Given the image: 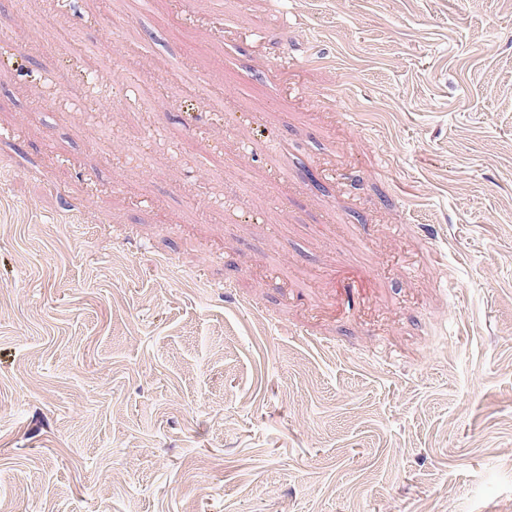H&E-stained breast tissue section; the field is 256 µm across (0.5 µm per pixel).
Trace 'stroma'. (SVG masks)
Here are the masks:
<instances>
[{
    "mask_svg": "<svg viewBox=\"0 0 512 512\" xmlns=\"http://www.w3.org/2000/svg\"><path fill=\"white\" fill-rule=\"evenodd\" d=\"M193 10L0 0V512H512V0Z\"/></svg>",
    "mask_w": 512,
    "mask_h": 512,
    "instance_id": "1",
    "label": "stroma"
}]
</instances>
